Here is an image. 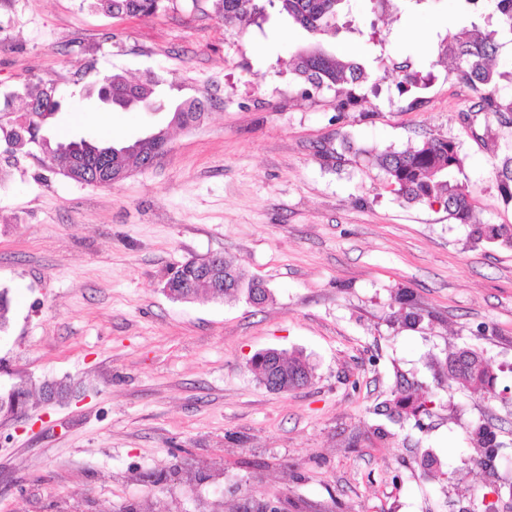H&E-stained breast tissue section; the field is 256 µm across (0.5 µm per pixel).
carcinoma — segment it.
I'll list each match as a JSON object with an SVG mask.
<instances>
[{
	"mask_svg": "<svg viewBox=\"0 0 512 512\" xmlns=\"http://www.w3.org/2000/svg\"><path fill=\"white\" fill-rule=\"evenodd\" d=\"M483 2V26L463 27L447 35L443 54L448 59L450 70L457 80L473 87L480 93L479 110L487 112L504 122H512V93L507 86L512 84V69L501 70L497 57L504 40L512 42V0H468L471 4ZM91 7L114 17L149 15L163 8L164 0H90ZM277 5L278 12L285 14L294 23L307 31L313 42L294 54L291 71L300 80L302 95L311 96L322 91L336 93L338 106L343 108L355 104L359 98L355 89L367 83L370 74L364 65L328 52L319 43L318 37L336 31V21L345 0H267ZM215 7L224 25L261 26L265 6L260 0H215ZM402 90L408 92L426 85L429 76L402 66ZM112 91L114 107L136 109L156 102V90L160 81L153 75L141 81H131L125 75L113 73L107 76ZM21 98L24 106L17 111L14 100ZM62 101L52 86L31 80L20 91L0 94V142L5 143L6 152L14 154L31 146L38 149L46 160L57 152L58 144L37 136V126L48 125L53 114L61 108ZM177 109L183 112L184 122L194 123L203 115L204 103L200 99L184 101ZM158 143L143 141L133 143V148L117 151L101 158L92 150L79 149L71 158V164L55 169L65 177L87 185L112 184V177L127 178L137 169L148 168L147 161L157 152ZM366 156L385 174L389 192L408 203L437 205L448 212V217L458 224H471L470 242L499 243L512 247V224H476L473 205L464 185L453 179L454 171L461 169L463 159L457 144L445 137L431 136L403 150L387 147L366 152ZM496 181L504 204H512V154L505 155L496 168ZM208 271L197 260L191 259L175 268L163 286V292L172 301L186 302L193 299L199 289L206 287ZM209 294L216 300L245 297L249 302L269 301L271 294L261 283L247 276L229 260H224V287ZM398 306L395 320L408 327L419 325L424 320L423 310L417 307L413 294L402 290L395 296ZM11 314L9 289L0 288V334L8 330ZM251 369L257 381L265 383L272 364H280L288 371V389L304 386L313 375L314 366L307 356L298 352L285 357L282 352H258L250 359ZM427 366L440 381H450L458 389L465 390L481 386L494 393L500 380V367L476 348L461 347L440 357H429ZM29 391L23 385H14L0 392V416L23 414L27 410ZM430 411L429 402L420 401L414 384L406 379L397 382L390 398L383 403L380 414L394 422L413 420L420 423L421 416ZM469 444L475 458L482 464L488 449H502L496 433L485 423L472 426Z\"/></svg>",
	"mask_w": 512,
	"mask_h": 512,
	"instance_id": "1",
	"label": "carcinoma"
}]
</instances>
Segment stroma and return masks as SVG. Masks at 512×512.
<instances>
[{
	"label": "stroma",
	"instance_id": "35a3bbf8",
	"mask_svg": "<svg viewBox=\"0 0 512 512\" xmlns=\"http://www.w3.org/2000/svg\"><path fill=\"white\" fill-rule=\"evenodd\" d=\"M263 27L225 26L212 0H165L115 18L81 0H0V92L30 76L55 87L54 126L113 143L169 129L160 164L110 186L76 183L40 152H0V288L11 323L0 336V387L26 382L27 413L0 417V512H481L479 485L512 482V391L494 398L437 382L428 355L478 348L512 387V249L470 246L437 206L389 193L359 147L401 150L454 140L455 179L479 222L512 224L495 167L512 124L442 59L454 27L480 23L468 0H350L323 47L363 64L371 85L340 109L334 92L302 96L289 58L310 35L275 8ZM429 74L402 91L400 68ZM122 72L154 74L173 103L206 102L204 119L106 110L72 96ZM340 153L337 165L324 154ZM223 254L272 299L174 302L173 267ZM430 321L394 322L398 289ZM307 355L312 381L272 392L248 367L257 352ZM405 376L434 401L423 427L375 408ZM69 391L44 401L41 384ZM505 445L494 470L470 461L472 423ZM448 461L424 471L426 454ZM172 472L167 490L148 482Z\"/></svg>",
	"mask_w": 512,
	"mask_h": 512
}]
</instances>
